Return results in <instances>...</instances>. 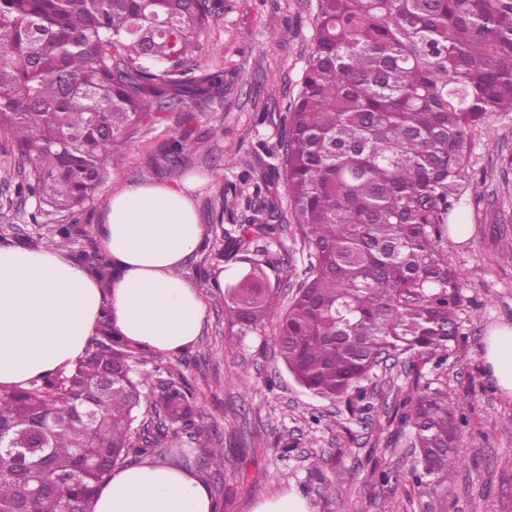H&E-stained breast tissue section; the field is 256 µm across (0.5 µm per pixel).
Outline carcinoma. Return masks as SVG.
I'll return each mask as SVG.
<instances>
[{
	"mask_svg": "<svg viewBox=\"0 0 512 512\" xmlns=\"http://www.w3.org/2000/svg\"><path fill=\"white\" fill-rule=\"evenodd\" d=\"M211 12L202 0H0V139L29 163L20 197L73 217L54 229L69 248L116 155L165 100L213 103L224 69L192 68ZM313 50L286 118L278 163L251 178L246 224L224 230L238 252L282 227L270 187L313 255L281 316L277 354L316 396L374 411L368 385L386 360L447 357L460 334V285L443 254L448 194L490 112H512V0H318ZM192 131L166 141L179 166ZM227 288L224 316L245 336L277 307L261 264ZM91 271L111 275L108 258ZM141 348L103 320L76 365L30 387L0 386V510L90 512L113 467L158 454L194 421L192 397L169 377L160 396L137 369ZM418 484L456 466L458 405L416 373L396 390ZM149 405L157 418L138 423ZM97 418H79L86 410ZM45 448L24 467L15 433Z\"/></svg>",
	"mask_w": 512,
	"mask_h": 512,
	"instance_id": "1",
	"label": "carcinoma"
}]
</instances>
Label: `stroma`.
Returning <instances> with one entry per match:
<instances>
[{"instance_id": "stroma-1", "label": "stroma", "mask_w": 512, "mask_h": 512, "mask_svg": "<svg viewBox=\"0 0 512 512\" xmlns=\"http://www.w3.org/2000/svg\"><path fill=\"white\" fill-rule=\"evenodd\" d=\"M210 3V24L200 37L201 69L222 67L236 78L217 111L195 109L191 127L202 137L201 147L180 167H166L157 148L181 130L186 108L156 113L113 163L98 202L80 218L82 233L72 246L76 255L101 250L104 207L126 184L199 180L191 196L207 236L183 275L204 301L202 331L184 353L148 351L142 364L157 385L179 370L200 410L194 425L169 441L165 459L201 469L208 449L223 448V468L207 479L218 512H253L259 502L291 488L308 498L313 512H512V396L496 385L482 358L489 329L512 324V226L500 222L512 215V174L501 169L502 157L512 156V112L492 113L473 129L467 162L448 197L449 222L469 227L465 240L444 244L461 285V334L449 344L447 361L428 374L459 407L466 455L434 485L418 486L407 479L415 464L410 433L392 421L396 389L413 379L410 363L380 366L376 409L361 414L347 402L308 394L278 357L274 337L281 312L309 265L295 224L278 232L275 242L253 244L277 294V311L244 336L224 318L225 291L213 280L233 283L245 269L224 231L244 222V181L285 137L282 118L298 96L313 49L317 0ZM27 170L0 141V243L33 237L48 248L65 218L36 199L17 197L15 187ZM242 363L247 372L240 378ZM378 464L391 472L389 484H381ZM339 472L343 482L325 493V483Z\"/></svg>"}]
</instances>
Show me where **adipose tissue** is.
Segmentation results:
<instances>
[{
	"mask_svg": "<svg viewBox=\"0 0 512 512\" xmlns=\"http://www.w3.org/2000/svg\"><path fill=\"white\" fill-rule=\"evenodd\" d=\"M192 183L139 181L114 192L101 239L112 285L100 288L67 250L0 246V385L27 387L83 357L101 317L139 346L175 356L199 338L205 306L181 274L206 228ZM483 358L512 395V325L490 329ZM207 483L192 467L159 458L116 470L93 512H216Z\"/></svg>",
	"mask_w": 512,
	"mask_h": 512,
	"instance_id": "adipose-tissue-1",
	"label": "adipose tissue"
}]
</instances>
